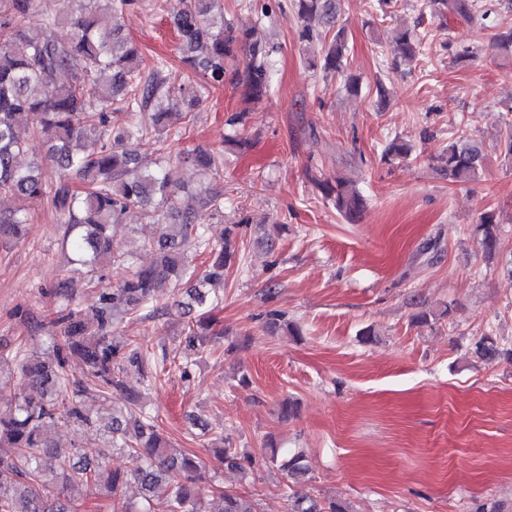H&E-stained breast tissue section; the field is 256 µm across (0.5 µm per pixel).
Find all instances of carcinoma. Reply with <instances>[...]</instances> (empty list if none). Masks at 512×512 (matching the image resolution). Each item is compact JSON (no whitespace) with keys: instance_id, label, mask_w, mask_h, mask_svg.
<instances>
[{"instance_id":"carcinoma-1","label":"carcinoma","mask_w":512,"mask_h":512,"mask_svg":"<svg viewBox=\"0 0 512 512\" xmlns=\"http://www.w3.org/2000/svg\"><path fill=\"white\" fill-rule=\"evenodd\" d=\"M69 38L55 37L51 30L58 19L40 0H0V201L22 197L31 201L47 200L57 220L64 225V242L76 254L84 268L87 282L101 284L106 260L112 256L106 229L122 224L139 211L160 226L157 239L141 248L156 252V261L129 268L125 280L105 287L99 305L92 313L71 306V281L59 280L56 294L66 304L56 312L51 325L60 340L54 342L56 361L47 363L34 352L16 353L15 366L27 381L31 392L20 397L15 409L0 416V475L9 471L10 482L0 479V512H78L75 506L61 503L57 489L48 479L59 474L69 484H81L92 494L106 491L117 498L127 484V475L100 464L74 461L76 448L56 441L49 424L58 420L90 426L92 417L81 404L86 391L82 383L70 382L63 373L67 356L79 357L91 380L119 392L127 403V413L112 415L107 426L110 440L102 455L114 451L136 454L143 465L135 472L142 501L123 502L117 512H257L253 502L236 492L218 491L220 507H207L209 498L201 489L206 480L205 466L193 454L173 453L166 436L153 417L139 411L143 391L149 388L151 371L168 358L124 346L109 340L115 320L139 312L159 309L158 286L168 280L180 285L191 280L186 295L189 302L178 306L198 309L197 321L185 336V348L199 351L211 343L216 319L212 316L218 300L206 285L224 279V269L237 262L238 250L234 228L225 229L224 240L210 244L199 223V210L221 213L224 210L222 158L201 151L196 165L208 179V185L196 190L172 185L163 167L130 176L143 150H161L166 119L177 109H189L210 88L224 84L225 62L235 57L238 48L246 50V63L238 81L246 97L259 102L271 91L273 48L250 40L225 23L213 31L204 25V17L217 7L216 0H179L169 14L183 62L201 79L177 84L171 80L167 63L160 61L145 73L139 68L140 50L120 32L106 33L102 22L128 10L137 0H74ZM438 13L448 12L472 22L482 21L489 8L482 0H430ZM299 38L313 42L335 28L340 11L339 0H293ZM494 48L505 58H512V27L502 28L494 37ZM394 58L413 59L421 54L422 41L411 30L399 32L389 43ZM347 43L340 29L327 46L322 69L341 78L344 89L357 93L359 78L349 72ZM65 71L70 81L52 85L48 76ZM136 112L138 123L114 127V116ZM44 136L56 163L58 180L48 183L40 167H22L18 159L25 152L29 138ZM412 145L401 139L387 144L383 158L406 159ZM485 144L459 129L448 146L435 158L439 170L453 183L476 180L483 170ZM74 174L82 185L75 189L69 181ZM325 199L348 222L356 223L365 207L363 195L343 178L314 179ZM29 218L24 209L0 208V237L18 239ZM479 245L494 257L498 253L499 226L495 212L483 210L475 217ZM208 253L202 271L192 267L190 247ZM268 326L293 336L300 328L284 314L271 311ZM474 356L489 360L512 356V349L499 346L492 334L477 339ZM138 367L140 379L126 380L118 358ZM218 459L231 470L244 471L252 458L233 447L230 438L221 437ZM269 461L287 478L298 479L308 467L303 451L280 450L269 443ZM288 512H351L335 500L320 502L301 489L288 496Z\"/></svg>"}]
</instances>
